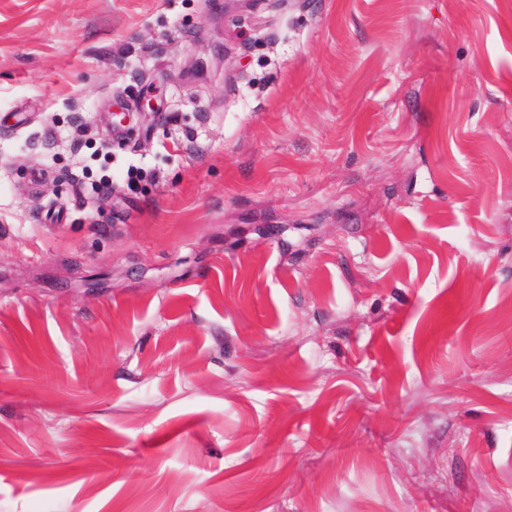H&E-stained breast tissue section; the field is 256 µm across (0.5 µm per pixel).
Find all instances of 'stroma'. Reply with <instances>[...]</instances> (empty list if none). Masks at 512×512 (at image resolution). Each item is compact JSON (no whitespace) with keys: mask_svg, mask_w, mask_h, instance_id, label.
<instances>
[{"mask_svg":"<svg viewBox=\"0 0 512 512\" xmlns=\"http://www.w3.org/2000/svg\"><path fill=\"white\" fill-rule=\"evenodd\" d=\"M0 512H512V0H0Z\"/></svg>","mask_w":512,"mask_h":512,"instance_id":"stroma-1","label":"stroma"}]
</instances>
